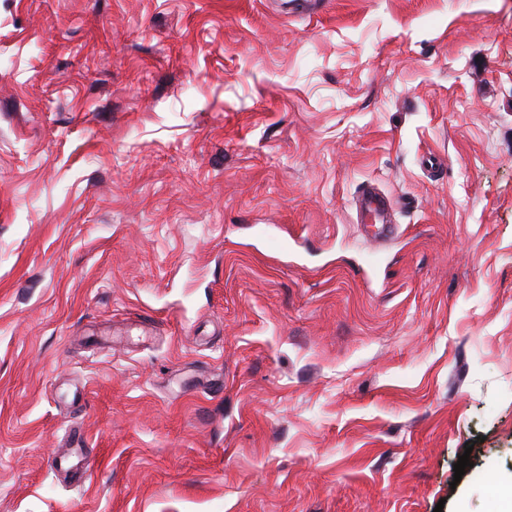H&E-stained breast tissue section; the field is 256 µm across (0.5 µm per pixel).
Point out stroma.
<instances>
[{
	"label": "stroma",
	"instance_id": "1",
	"mask_svg": "<svg viewBox=\"0 0 512 512\" xmlns=\"http://www.w3.org/2000/svg\"><path fill=\"white\" fill-rule=\"evenodd\" d=\"M511 481L512 0H0V512ZM357 208L366 219V223L373 224L375 235L389 237L394 234V201L381 192L377 187L368 185L358 198ZM374 224H381L376 226Z\"/></svg>",
	"mask_w": 512,
	"mask_h": 512
}]
</instances>
